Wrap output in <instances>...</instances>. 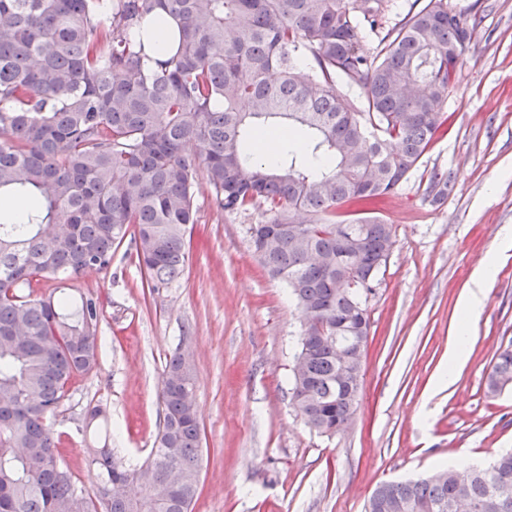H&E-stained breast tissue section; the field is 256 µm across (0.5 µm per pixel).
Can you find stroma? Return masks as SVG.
<instances>
[{"label": "stroma", "instance_id": "35a3bbf8", "mask_svg": "<svg viewBox=\"0 0 512 512\" xmlns=\"http://www.w3.org/2000/svg\"><path fill=\"white\" fill-rule=\"evenodd\" d=\"M448 5L473 23V38L443 132L376 206L394 247L366 299L370 333L351 424L322 436L292 406L302 318L250 246V225L269 218L265 206L227 213L203 188L186 267L169 287L143 288L128 240L110 273L39 284L45 295L93 292L103 306L97 366L68 383L50 420L58 459L79 486L91 485L89 448H112L130 466L144 461L162 418L165 364L185 347L202 427L192 512H363L381 482L512 449V389L486 396L492 363L512 344V251L499 244L512 234V0ZM436 169L451 180L435 200L427 186ZM487 262L470 354L454 383L443 382L462 297ZM91 404L106 412L95 428L84 425Z\"/></svg>", "mask_w": 512, "mask_h": 512}]
</instances>
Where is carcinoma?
<instances>
[{
	"label": "carcinoma",
	"mask_w": 512,
	"mask_h": 512,
	"mask_svg": "<svg viewBox=\"0 0 512 512\" xmlns=\"http://www.w3.org/2000/svg\"><path fill=\"white\" fill-rule=\"evenodd\" d=\"M389 0H0V512H191L201 427L192 360L174 354L148 459L125 466L90 449L85 491L55 453L47 420L66 385L97 364L103 308L90 293L56 299L33 281L108 273L131 237L155 292L187 261L185 235L206 186L224 212L264 204L249 228L254 253L290 288L306 328L291 400L333 435L359 406L336 338L369 335L363 295L336 277H377L394 241L378 216L336 219L348 202L393 192L446 121L473 27L447 0H426L383 28ZM178 25L169 51L152 30ZM342 82L360 100L336 93ZM262 123L309 141L265 164L244 149ZM189 142L199 153L185 152ZM451 174L433 171L428 192ZM512 388V345L487 395ZM512 512V452L489 467L443 469L379 485L365 512Z\"/></svg>",
	"instance_id": "1"
}]
</instances>
